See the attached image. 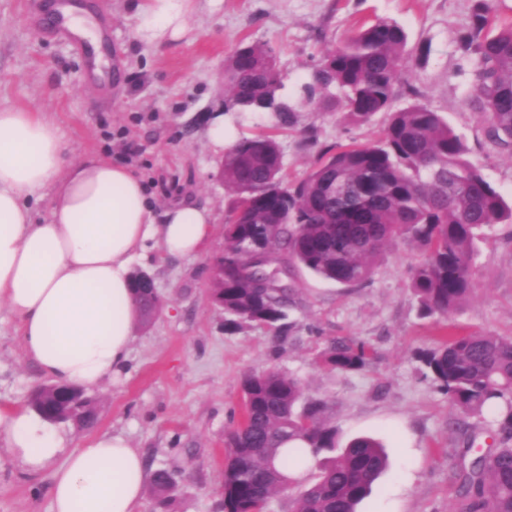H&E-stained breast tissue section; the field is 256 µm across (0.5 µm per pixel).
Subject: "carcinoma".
Listing matches in <instances>:
<instances>
[{"label":"carcinoma","mask_w":512,"mask_h":512,"mask_svg":"<svg viewBox=\"0 0 512 512\" xmlns=\"http://www.w3.org/2000/svg\"><path fill=\"white\" fill-rule=\"evenodd\" d=\"M406 44L395 21L364 24L322 57L304 87L308 99L360 122L391 113L380 141L342 148L292 185L272 136L242 138L224 155V184L236 199L215 298L224 299L227 328L288 330L292 291L271 269L281 251L324 279L360 287L385 244L401 238L423 250L411 269L422 316L446 320L472 294L476 242L484 229L512 220V206L466 159L463 140L439 113L420 104L391 112ZM462 48L475 60L471 106L487 115V138L512 152V24L494 26L487 0H477ZM281 86L267 43L246 44L224 60L226 112H269L286 127L294 113L278 95ZM418 360L461 414L499 410L495 447L474 453L475 437L462 430L455 512H512V336L447 329ZM325 363L362 371L366 347L333 344ZM241 388V419L226 439L223 512H265L288 482L283 469L307 456L318 461V473L299 492L294 512H357L388 467L379 442L358 436L339 445L324 404L304 397L299 382L278 370L249 373ZM295 440L305 447H285Z\"/></svg>","instance_id":"carcinoma-1"}]
</instances>
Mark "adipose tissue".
I'll return each mask as SVG.
<instances>
[{
	"label": "adipose tissue",
	"mask_w": 512,
	"mask_h": 512,
	"mask_svg": "<svg viewBox=\"0 0 512 512\" xmlns=\"http://www.w3.org/2000/svg\"><path fill=\"white\" fill-rule=\"evenodd\" d=\"M197 2L140 0V35L181 40ZM67 152L48 113L0 106V302L42 377L94 390L122 372L141 324L132 260L153 242L173 257L199 255L214 216L190 200L155 211L148 184L127 167L94 155L71 162ZM45 193L51 214L39 224L29 202ZM0 426L23 469L52 467V512H140L149 474L124 435L68 452L28 409L0 414Z\"/></svg>",
	"instance_id": "obj_1"
}]
</instances>
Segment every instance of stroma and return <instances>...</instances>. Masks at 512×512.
<instances>
[{"label": "stroma", "mask_w": 512, "mask_h": 512, "mask_svg": "<svg viewBox=\"0 0 512 512\" xmlns=\"http://www.w3.org/2000/svg\"><path fill=\"white\" fill-rule=\"evenodd\" d=\"M28 2L0 0V104L51 113L70 159L97 154L126 164L150 181L157 208L191 199L216 217L200 256L173 258L157 245L149 259L134 260V270L154 278L162 309L136 332L124 372L94 391L96 429L60 424L72 446L97 432L123 433L149 472L173 475L168 507L150 486L141 512H221L224 438L240 412L241 380L277 369L298 379L305 396L327 402L340 440L371 435L384 444L389 467L358 512H452L459 498L453 424L461 415L423 379L414 353L433 347L446 326L512 336V223L478 241L475 290L447 323L420 316L409 272L422 254L394 239L360 288L289 266L286 339L256 324L230 332L210 290L235 196L219 178L207 131L220 112L236 138L274 136L291 184L323 154L377 141L388 113L357 122L306 101L303 87L323 54L363 22L392 19L408 37L394 109L419 103L439 112L466 144L467 160L512 204V154L485 138L484 119L470 106L474 65L460 39L475 0H200L189 39L160 46L138 37L137 0H79L92 22L111 28L113 85L105 99L83 81L80 53L48 36ZM252 42L277 50L292 126L280 127L269 113L224 110V59ZM338 340L366 345L364 371L325 364ZM44 383L23 353L16 318L0 303V412L28 404ZM50 477L1 453L0 512H51Z\"/></svg>", "instance_id": "1"}]
</instances>
